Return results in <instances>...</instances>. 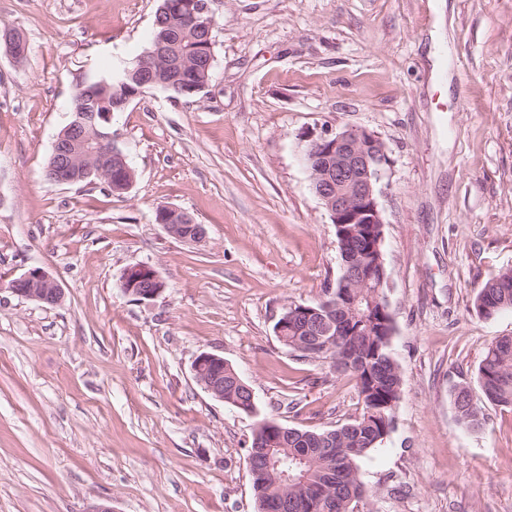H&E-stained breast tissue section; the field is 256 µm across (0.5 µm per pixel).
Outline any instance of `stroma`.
I'll use <instances>...</instances> for the list:
<instances>
[{
    "label": "stroma",
    "instance_id": "obj_1",
    "mask_svg": "<svg viewBox=\"0 0 512 512\" xmlns=\"http://www.w3.org/2000/svg\"><path fill=\"white\" fill-rule=\"evenodd\" d=\"M160 0H0L26 59L0 45V512H254L245 456L258 420L332 429L358 415L352 377L288 351L274 325L340 273L304 139L362 128L385 143L378 185L396 427L361 463L368 512H512V407L478 366L512 336L483 284L512 268V0H213L214 65L193 98L145 91L112 118L129 193L45 173L78 85L149 47ZM174 205L207 239L155 221ZM154 267L155 300L125 294ZM52 273L64 299L17 297ZM223 356L248 413L197 383ZM468 386L482 429L463 426ZM122 281L125 292L143 303L155 300L166 287L159 273L146 264L127 267L123 272ZM11 292L23 299L50 306L60 304L64 291L58 280L41 267L28 269L9 282Z\"/></svg>",
    "mask_w": 512,
    "mask_h": 512
}]
</instances>
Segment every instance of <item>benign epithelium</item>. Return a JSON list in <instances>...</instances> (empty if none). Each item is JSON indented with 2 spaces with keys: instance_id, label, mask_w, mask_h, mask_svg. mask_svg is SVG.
<instances>
[{
  "instance_id": "obj_1",
  "label": "benign epithelium",
  "mask_w": 512,
  "mask_h": 512,
  "mask_svg": "<svg viewBox=\"0 0 512 512\" xmlns=\"http://www.w3.org/2000/svg\"><path fill=\"white\" fill-rule=\"evenodd\" d=\"M168 5L180 11L189 27L204 33L207 54L198 59L199 67L208 71L213 67L212 25L210 0H170ZM6 52L20 61L26 55V38L16 28L3 33ZM143 74V84L161 81L160 72L166 71L175 82L183 78L187 68L177 41L158 40L152 48L135 60ZM115 107H123L133 98L121 75L111 77ZM111 120V115L95 112L72 113L68 123L71 138L56 137L53 157L56 163L49 169L50 179L58 184H72L79 178L75 166L73 144L78 142L86 154L98 160L97 176L116 191L127 188L133 181L134 171L127 155L116 144L114 135L100 133L95 128L96 119ZM302 161L311 180L315 195L328 211L337 229L345 224H381L382 212L377 198V186L384 166L388 163L385 144L375 134L365 129H346L341 132L326 130L310 135L302 149ZM158 223L179 239L201 243L206 240L204 225L195 223L188 212L164 206ZM385 277L377 276L375 266L366 262L356 265L351 272V287L380 288ZM125 292L140 302L155 300L163 292L165 282L159 273L146 264L127 267L123 272ZM11 292L23 299L50 306L60 304L64 291L58 280L41 267L28 269L9 282ZM196 381L215 399L224 400V358L209 352L199 353L193 363Z\"/></svg>"
}]
</instances>
